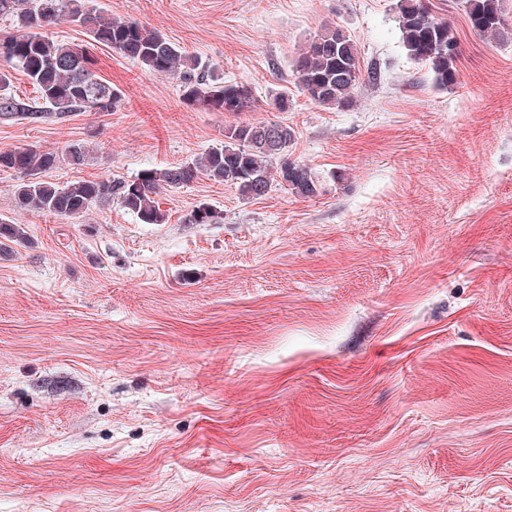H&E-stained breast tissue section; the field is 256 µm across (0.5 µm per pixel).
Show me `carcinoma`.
I'll return each mask as SVG.
<instances>
[{"mask_svg": "<svg viewBox=\"0 0 512 512\" xmlns=\"http://www.w3.org/2000/svg\"><path fill=\"white\" fill-rule=\"evenodd\" d=\"M396 9L402 44L410 59L428 68L437 87L454 85L459 46L448 20L437 16L426 0H397ZM464 11L476 34L509 37L500 0H464ZM2 17L12 22L13 31L0 38V60L22 72L37 97L22 99L8 92L10 74L0 70V120L64 122L78 112H111L120 106L121 96L112 83L93 72L95 60L88 49L42 32L63 19L88 28L95 43L112 48L145 71L175 78L188 106L234 113L255 107L249 83L224 84L209 72L201 58L188 54L163 34L133 20L103 19L85 0H0ZM292 76L309 101L336 110L353 105L363 79H380L376 68H362L356 43L338 27H328L308 42L295 60ZM294 137L292 127L283 123H241L225 129L223 146L210 149L195 161L143 169L130 180L83 179L61 187L39 178L62 162L74 168L84 166L88 149L80 141L60 153L25 148L0 151V169L27 177L15 192L14 206L18 210L76 217L113 200L143 224H163L167 214L161 209L160 194L201 177L232 186L248 198L264 197L274 185L300 198L317 196L319 181L306 164L297 161L295 172L285 173ZM272 138L279 143L274 150L268 146ZM221 219V213L207 203L196 206L187 217L190 224H216ZM0 238L25 241L27 233L22 225L0 219Z\"/></svg>", "mask_w": 512, "mask_h": 512, "instance_id": "carcinoma-1", "label": "carcinoma"}]
</instances>
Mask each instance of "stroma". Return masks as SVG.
<instances>
[{"instance_id": "35a3bbf8", "label": "stroma", "mask_w": 512, "mask_h": 512, "mask_svg": "<svg viewBox=\"0 0 512 512\" xmlns=\"http://www.w3.org/2000/svg\"><path fill=\"white\" fill-rule=\"evenodd\" d=\"M430 2L459 39L445 89L397 0H91L256 107L191 108L91 46L121 107L0 122V151L81 140L88 164L45 180L128 179L276 121L320 191L201 178L143 224L115 202L16 211L23 176L0 171V218L29 236L0 252V512H512V38ZM327 25L382 72L345 110L293 83ZM203 202L220 223H187Z\"/></svg>"}]
</instances>
